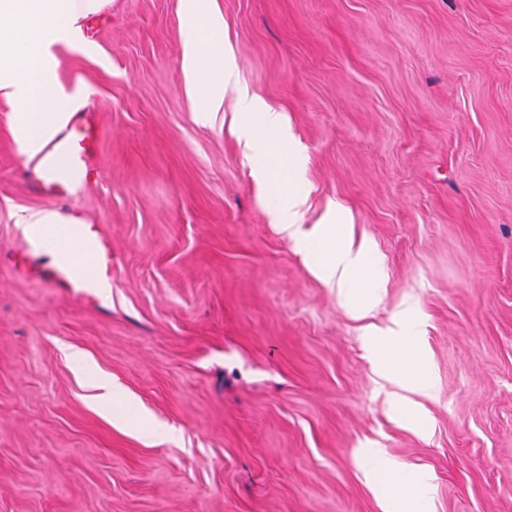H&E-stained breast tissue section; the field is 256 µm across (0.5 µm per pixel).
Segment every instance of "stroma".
Listing matches in <instances>:
<instances>
[{
    "mask_svg": "<svg viewBox=\"0 0 512 512\" xmlns=\"http://www.w3.org/2000/svg\"><path fill=\"white\" fill-rule=\"evenodd\" d=\"M208 7L290 129L253 163L234 95L200 119L181 0H109L55 48L104 130L73 207L111 237V303L15 274L16 219L50 203L0 95V512H391L399 486L360 465L377 450L421 512H512V0ZM294 192L306 235L333 204L369 243L349 298L274 224ZM383 350L431 396L396 407ZM98 376L122 404L96 402Z\"/></svg>",
    "mask_w": 512,
    "mask_h": 512,
    "instance_id": "1",
    "label": "stroma"
}]
</instances>
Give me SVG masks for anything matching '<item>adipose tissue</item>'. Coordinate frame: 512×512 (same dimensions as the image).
I'll list each match as a JSON object with an SVG mask.
<instances>
[{
  "label": "adipose tissue",
  "instance_id": "1",
  "mask_svg": "<svg viewBox=\"0 0 512 512\" xmlns=\"http://www.w3.org/2000/svg\"><path fill=\"white\" fill-rule=\"evenodd\" d=\"M108 0H0V93L13 105L17 139L26 155L38 153L62 127L67 100L55 88L57 44L68 41L79 20L100 13ZM205 0H183L182 68L208 111H219L226 93L242 102L239 124L244 148L258 153L266 140L287 145L284 118L270 105L251 98L224 58V18L205 11ZM316 263L321 280L349 293L363 270V257L348 237H335L333 225L318 236Z\"/></svg>",
  "mask_w": 512,
  "mask_h": 512
}]
</instances>
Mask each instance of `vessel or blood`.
<instances>
[{
  "label": "vessel or blood",
  "mask_w": 512,
  "mask_h": 512,
  "mask_svg": "<svg viewBox=\"0 0 512 512\" xmlns=\"http://www.w3.org/2000/svg\"><path fill=\"white\" fill-rule=\"evenodd\" d=\"M102 137L92 114L73 115L49 146L27 163L25 176L30 185L40 196L64 204L96 184L99 174L94 158ZM68 231L76 246L72 254L50 246L43 226L24 225L15 271L20 277L103 304L112 294L111 238L104 225L82 220L69 225ZM81 257L89 259V273H81L77 263Z\"/></svg>",
  "instance_id": "1"
}]
</instances>
